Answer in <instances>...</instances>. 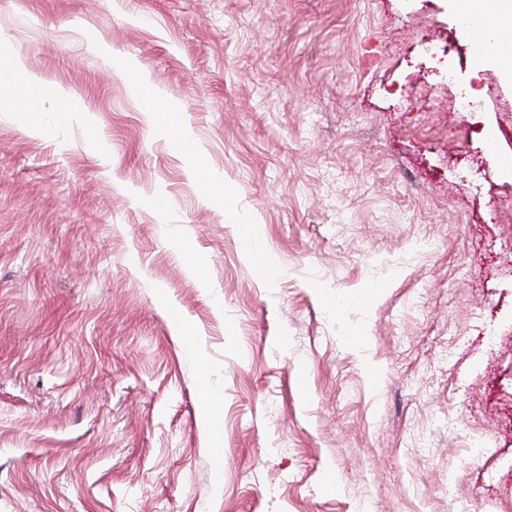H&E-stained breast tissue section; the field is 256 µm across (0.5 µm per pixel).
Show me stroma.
<instances>
[{"mask_svg":"<svg viewBox=\"0 0 512 512\" xmlns=\"http://www.w3.org/2000/svg\"><path fill=\"white\" fill-rule=\"evenodd\" d=\"M474 44L449 0H0L46 90L0 105V512H512Z\"/></svg>","mask_w":512,"mask_h":512,"instance_id":"stroma-1","label":"stroma"}]
</instances>
